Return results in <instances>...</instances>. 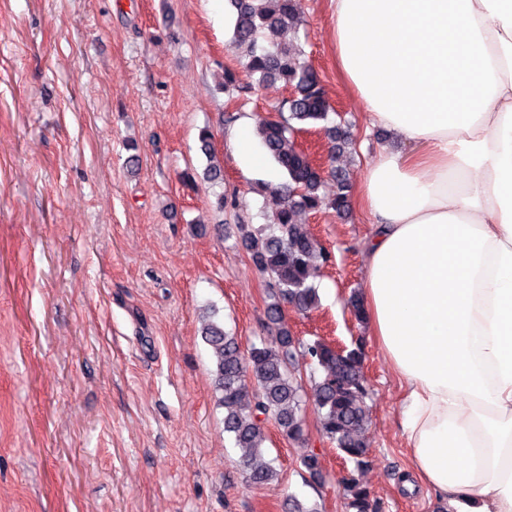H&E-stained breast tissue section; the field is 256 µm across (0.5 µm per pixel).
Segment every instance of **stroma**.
I'll use <instances>...</instances> for the list:
<instances>
[{
    "label": "stroma",
    "mask_w": 512,
    "mask_h": 512,
    "mask_svg": "<svg viewBox=\"0 0 512 512\" xmlns=\"http://www.w3.org/2000/svg\"><path fill=\"white\" fill-rule=\"evenodd\" d=\"M303 5L299 46L350 135L356 191L381 146L405 144L368 128L336 67L327 0ZM228 11L227 0H0V512H288L292 496L345 512L353 473L379 512H438L433 492L404 486V388L347 306L371 234L359 208L306 215L330 260L318 307L284 313L304 343L362 337L367 467L340 457L310 409L305 447L267 424L278 478L253 486L224 434L199 313L216 306L245 347L268 334L264 280L221 232L265 222L266 175L240 166L233 120L273 117L287 95L275 83L242 104L216 90L223 68L241 67ZM205 126L224 181L187 186L182 174L206 164ZM221 192L237 203L218 213Z\"/></svg>",
    "instance_id": "35a3bbf8"
}]
</instances>
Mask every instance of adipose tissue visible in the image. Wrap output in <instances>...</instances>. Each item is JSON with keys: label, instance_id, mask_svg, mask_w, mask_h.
Listing matches in <instances>:
<instances>
[{"label": "adipose tissue", "instance_id": "adipose-tissue-1", "mask_svg": "<svg viewBox=\"0 0 512 512\" xmlns=\"http://www.w3.org/2000/svg\"><path fill=\"white\" fill-rule=\"evenodd\" d=\"M336 59L382 150L359 207L364 305L406 388L440 512H512V0H330Z\"/></svg>", "mask_w": 512, "mask_h": 512}]
</instances>
